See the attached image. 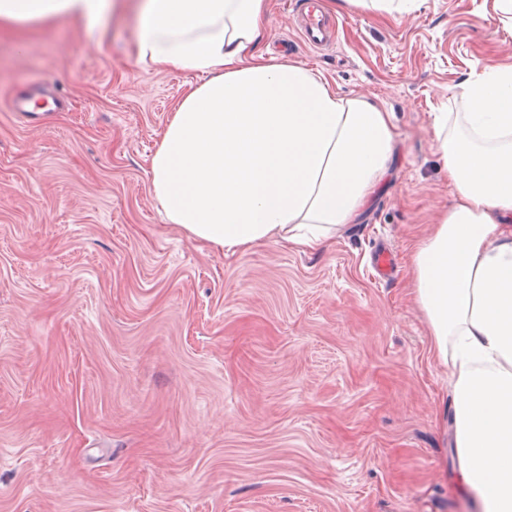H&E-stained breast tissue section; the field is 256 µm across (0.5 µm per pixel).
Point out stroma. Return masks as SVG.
Instances as JSON below:
<instances>
[{
  "label": "stroma",
  "mask_w": 512,
  "mask_h": 512,
  "mask_svg": "<svg viewBox=\"0 0 512 512\" xmlns=\"http://www.w3.org/2000/svg\"><path fill=\"white\" fill-rule=\"evenodd\" d=\"M321 2L333 45L302 43L298 0H270L264 43L383 103L400 153L313 253L166 221L151 158L200 77L138 64L131 13L0 27V512H478L408 263L453 198L435 119L512 28L493 0ZM43 82L63 107L11 112ZM340 2L392 14L402 12L407 5H411L415 0H342Z\"/></svg>",
  "instance_id": "35a3bbf8"
}]
</instances>
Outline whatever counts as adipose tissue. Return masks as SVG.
Listing matches in <instances>:
<instances>
[{
  "mask_svg": "<svg viewBox=\"0 0 512 512\" xmlns=\"http://www.w3.org/2000/svg\"><path fill=\"white\" fill-rule=\"evenodd\" d=\"M131 6L138 63L201 75L151 160L168 223L204 247L318 252L359 217L396 149L392 114L260 47L268 0H0V25L96 27ZM468 112L437 150L455 193L411 260L430 352L452 383L459 482L512 512V63L463 84Z\"/></svg>",
  "mask_w": 512,
  "mask_h": 512,
  "instance_id": "ef3b65f1",
  "label": "adipose tissue"
}]
</instances>
